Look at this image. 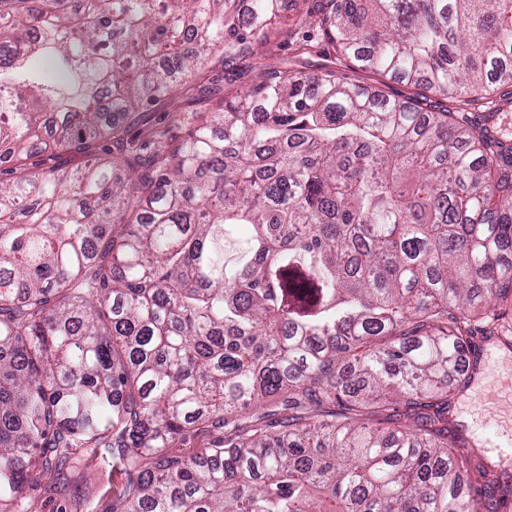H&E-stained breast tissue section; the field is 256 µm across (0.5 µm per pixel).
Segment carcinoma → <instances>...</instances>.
Here are the masks:
<instances>
[{
  "mask_svg": "<svg viewBox=\"0 0 512 512\" xmlns=\"http://www.w3.org/2000/svg\"><path fill=\"white\" fill-rule=\"evenodd\" d=\"M280 0H0V512H500L451 399L512 348V0H324L336 54L482 118L308 74L314 45L171 142L127 127ZM103 142L75 172L54 151ZM122 166L125 177L114 175ZM240 224L252 236L228 260ZM199 425L224 441L162 448ZM112 450V470L70 463ZM40 476L41 485L40 487H33L34 490H31L28 492L30 494V497L36 498L35 499V512H56L58 508L57 500L54 498H49L48 494H44V488L47 484L51 483L53 480V472L43 473L41 471Z\"/></svg>",
  "mask_w": 512,
  "mask_h": 512,
  "instance_id": "carcinoma-1",
  "label": "carcinoma"
}]
</instances>
